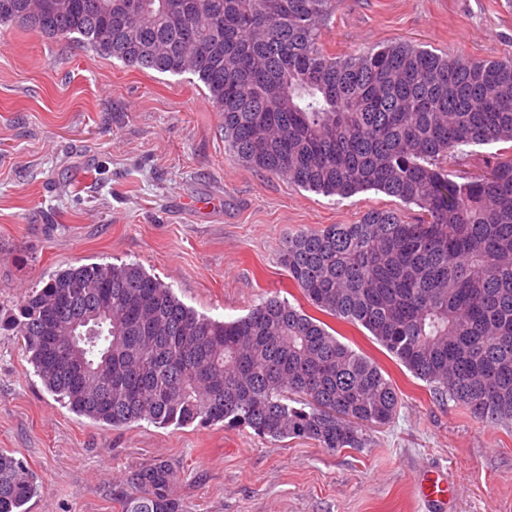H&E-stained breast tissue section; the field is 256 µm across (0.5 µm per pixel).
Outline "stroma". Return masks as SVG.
Instances as JSON below:
<instances>
[{
	"mask_svg": "<svg viewBox=\"0 0 512 512\" xmlns=\"http://www.w3.org/2000/svg\"><path fill=\"white\" fill-rule=\"evenodd\" d=\"M437 54H512V0H338L319 39L331 54L394 42ZM416 206L369 190L297 188L231 158L196 76L137 70L75 43L0 26V315L72 265L137 263L186 305L232 321L272 296L306 301L281 262L288 235ZM337 338L389 373L401 404L361 449L273 441L222 425L112 428L49 393L23 344L0 330V451L39 491L28 512H119L112 489L135 465L177 470L186 512H422L428 470L445 512H512V423L434 397L362 328ZM417 490L426 512H432L428 510L444 505L448 499V484L435 471L423 474L417 483Z\"/></svg>",
	"mask_w": 512,
	"mask_h": 512,
	"instance_id": "35a3bbf8",
	"label": "stroma"
}]
</instances>
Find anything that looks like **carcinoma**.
Instances as JSON below:
<instances>
[{
    "mask_svg": "<svg viewBox=\"0 0 512 512\" xmlns=\"http://www.w3.org/2000/svg\"><path fill=\"white\" fill-rule=\"evenodd\" d=\"M0 0V25L77 42L138 70L197 76L234 160L327 196L383 192L419 208L288 236L282 263L307 302L361 326L434 393L512 422V154L453 180L459 147L512 143V59L440 56L397 42L320 48L336 0H147L132 37L122 0L40 22ZM87 318L96 334L80 337ZM0 329L46 390L110 427L222 423L272 440L365 448L398 388L319 318L278 297L230 322L182 302L140 265L81 264L25 296ZM166 460L132 469L121 512H185ZM36 483L0 453V512Z\"/></svg>",
    "mask_w": 512,
    "mask_h": 512,
    "instance_id": "carcinoma-1",
    "label": "carcinoma"
}]
</instances>
